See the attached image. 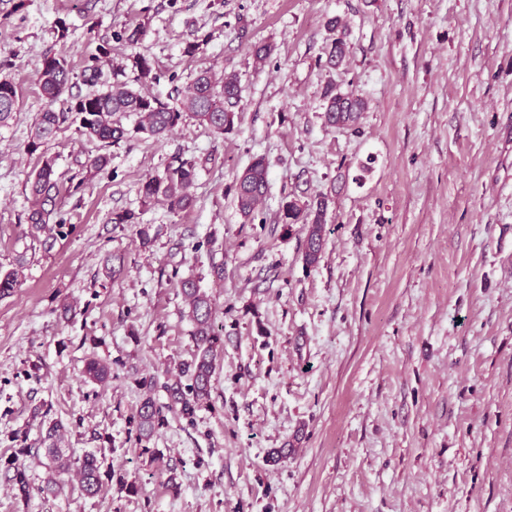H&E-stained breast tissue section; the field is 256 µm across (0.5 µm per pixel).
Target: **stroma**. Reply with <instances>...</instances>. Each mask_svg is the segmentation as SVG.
Returning a JSON list of instances; mask_svg holds the SVG:
<instances>
[{"label":"stroma","instance_id":"35a3bbf8","mask_svg":"<svg viewBox=\"0 0 512 512\" xmlns=\"http://www.w3.org/2000/svg\"><path fill=\"white\" fill-rule=\"evenodd\" d=\"M332 16L349 46L336 70L320 62ZM139 23L167 77L157 94L233 71L240 118L223 135L189 119L157 140L123 117L128 139L91 178L93 144L63 129L47 153L87 186L64 200L65 235L27 250L38 65L64 57L72 94H88V55ZM198 33L211 41L185 55ZM256 42L273 48L261 66ZM0 46L20 100L0 127V271L27 259L0 298V456L25 433L34 487L17 498L0 468V512H512V0H0ZM331 81L367 101L358 130L324 125ZM257 155L270 188L262 223L247 224L231 186ZM186 160L193 207L143 204L141 178ZM321 192L333 200L309 268L280 205ZM123 210L137 224L111 223ZM189 275L224 353L208 403L168 416L153 461L135 416L143 380L165 382L196 350L177 285ZM92 354L112 367L106 384L83 375ZM53 420L63 447L100 458L97 497L41 493ZM275 448L287 455L271 465Z\"/></svg>","mask_w":512,"mask_h":512}]
</instances>
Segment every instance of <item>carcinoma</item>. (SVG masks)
<instances>
[{
	"label": "carcinoma",
	"instance_id": "carcinoma-1",
	"mask_svg": "<svg viewBox=\"0 0 512 512\" xmlns=\"http://www.w3.org/2000/svg\"><path fill=\"white\" fill-rule=\"evenodd\" d=\"M326 30L331 35L325 51V65L331 69L340 66L348 50L346 34L340 29V22L332 17L326 21ZM146 35L143 25L128 26L112 34V40L98 44L95 52L88 56L84 69V82L95 86L102 84L105 89L85 96L77 95L68 102L64 111H58L55 104L71 86V70L63 57L44 56L39 64L40 89L46 101L38 113L28 152H40L41 165L28 179L33 198L32 207L25 217L26 228L22 238L30 240L27 248L35 245H51V241L63 234L64 219L60 218L59 205L64 194L77 192L84 186L80 180L72 187L65 188L56 173V160L45 155L40 148L47 144L62 127L77 125V131L87 140L99 143V153L85 157L81 166L90 173L99 174L108 170L111 161L109 148L127 138V130L117 120L116 114H133L138 118L137 130L160 139L181 124L185 117L196 120L213 133L222 135L234 128V121L241 100V87L234 74L224 76L222 83L214 81L206 69L181 87L173 89L172 102H163L148 91V87L160 82L159 74L151 58L139 51ZM133 51L132 66L137 71L135 89L125 81L102 80L99 62L112 54V42ZM324 123L330 127L353 128L357 125L365 103L354 92H341L329 83L324 89ZM19 95L16 85L5 76L0 77V127L8 125L18 109ZM197 176L196 164L183 161L170 166L161 174L146 175L142 178L138 192L146 204L165 201L172 210H184L193 205L188 190ZM269 190L268 163L263 156H256L244 169L234 184V203L238 213L253 222L259 214V205ZM331 198L319 195L306 209L295 201H284L280 221L285 226L303 225L305 250L303 259L308 267L316 266L321 258L325 241V224ZM25 254L16 258L15 268L0 273V297L10 295L20 286V272L25 267ZM178 288L189 307L194 324L193 337L196 352L192 359L180 364V378L165 385L167 402H157L154 383L143 380L144 397L138 410L139 441L150 442L158 429L165 423L164 412H172L191 420L199 410L201 402L208 398L216 360L224 348L223 330L216 327L210 296L192 277L178 280ZM85 376L91 381H103L112 375L111 368L91 355L86 359ZM50 476L42 491L53 493L64 484V476L71 468H77L80 475V490L88 498L96 497L102 487L101 461L94 453L74 456L68 448L49 447L45 449ZM29 453L19 448L15 454L0 458V465L13 470L15 495L28 499L32 487L19 457Z\"/></svg>",
	"mask_w": 512,
	"mask_h": 512
}]
</instances>
